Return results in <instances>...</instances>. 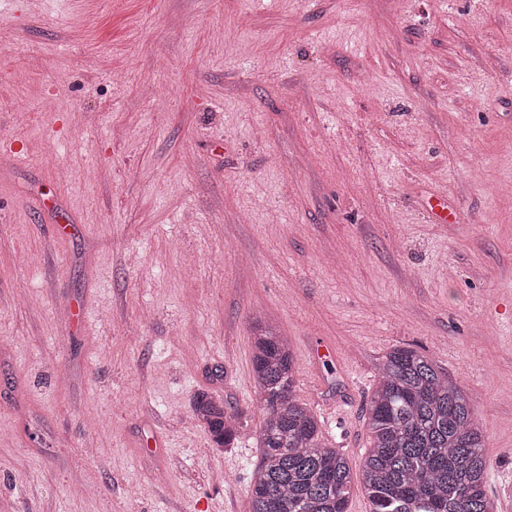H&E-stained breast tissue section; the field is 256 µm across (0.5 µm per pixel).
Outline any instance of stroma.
I'll return each mask as SVG.
<instances>
[{
	"label": "stroma",
	"mask_w": 512,
	"mask_h": 512,
	"mask_svg": "<svg viewBox=\"0 0 512 512\" xmlns=\"http://www.w3.org/2000/svg\"><path fill=\"white\" fill-rule=\"evenodd\" d=\"M2 14L7 512H248L258 319L355 475L378 359L424 354L476 408L512 512V0ZM209 387L243 415L226 448L191 419Z\"/></svg>",
	"instance_id": "35a3bbf8"
}]
</instances>
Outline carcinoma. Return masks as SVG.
I'll return each instance as SVG.
<instances>
[{
	"label": "carcinoma",
	"instance_id": "carcinoma-1",
	"mask_svg": "<svg viewBox=\"0 0 512 512\" xmlns=\"http://www.w3.org/2000/svg\"><path fill=\"white\" fill-rule=\"evenodd\" d=\"M253 372L263 418L249 512H347L348 461L322 442L316 416L296 399V367L283 334L256 327ZM191 409L217 447L231 443L239 415L224 401L202 390ZM367 427L371 448L360 483L371 512H494L477 413L425 356L394 348L377 362Z\"/></svg>",
	"mask_w": 512,
	"mask_h": 512
}]
</instances>
